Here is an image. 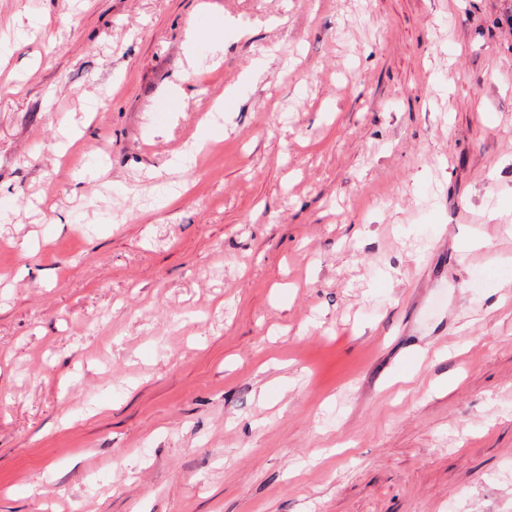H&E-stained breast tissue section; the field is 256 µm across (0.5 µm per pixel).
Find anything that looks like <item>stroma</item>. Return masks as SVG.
<instances>
[{
  "label": "stroma",
  "instance_id": "35a3bbf8",
  "mask_svg": "<svg viewBox=\"0 0 512 512\" xmlns=\"http://www.w3.org/2000/svg\"><path fill=\"white\" fill-rule=\"evenodd\" d=\"M497 203L512 0H0V512H512Z\"/></svg>",
  "mask_w": 512,
  "mask_h": 512
}]
</instances>
